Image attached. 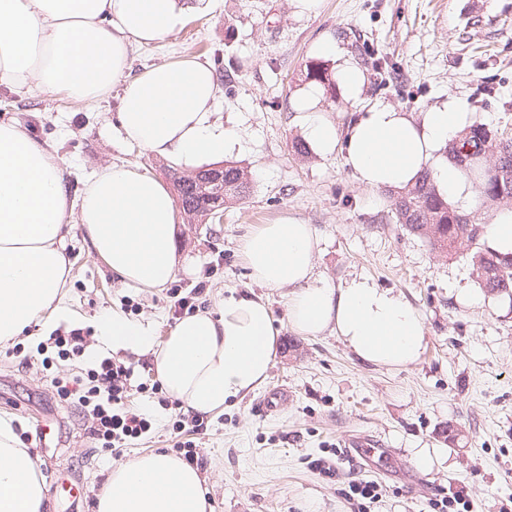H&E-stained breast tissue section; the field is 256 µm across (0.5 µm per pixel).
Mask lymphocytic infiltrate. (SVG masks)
I'll return each mask as SVG.
<instances>
[{
  "mask_svg": "<svg viewBox=\"0 0 512 512\" xmlns=\"http://www.w3.org/2000/svg\"><path fill=\"white\" fill-rule=\"evenodd\" d=\"M88 341L82 330L53 333L46 346L50 350L42 361L43 368L57 367L52 379L54 392L61 402L73 404L86 414L87 429L98 448L119 455L139 444L154 431L153 417L145 410L130 406L131 392L148 394L159 405L168 406L160 382L137 381L132 365L115 358H104L75 366ZM205 429L199 415L178 412L169 421V430L177 440V449L189 465H201L197 437Z\"/></svg>",
  "mask_w": 512,
  "mask_h": 512,
  "instance_id": "1",
  "label": "lymphocytic infiltrate"
}]
</instances>
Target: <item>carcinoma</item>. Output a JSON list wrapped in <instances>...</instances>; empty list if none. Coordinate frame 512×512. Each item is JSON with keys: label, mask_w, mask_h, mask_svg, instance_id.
Instances as JSON below:
<instances>
[{"label": "carcinoma", "mask_w": 512, "mask_h": 512, "mask_svg": "<svg viewBox=\"0 0 512 512\" xmlns=\"http://www.w3.org/2000/svg\"><path fill=\"white\" fill-rule=\"evenodd\" d=\"M305 79L328 91L335 89L323 63L307 64ZM446 156L478 184L483 201L512 203V136L478 122L448 144ZM168 175L186 224L220 220L227 205L249 195L252 184L251 173L233 163L191 172L172 168ZM390 213L395 223L424 239L437 256L468 261L483 291L512 299V254L486 245L484 225L473 212L449 205L436 191L430 172L391 196Z\"/></svg>", "instance_id": "1"}]
</instances>
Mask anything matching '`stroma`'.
Wrapping results in <instances>:
<instances>
[{"mask_svg": "<svg viewBox=\"0 0 512 512\" xmlns=\"http://www.w3.org/2000/svg\"><path fill=\"white\" fill-rule=\"evenodd\" d=\"M329 36L345 59L364 73L360 99L322 94L320 106L348 127L366 105L380 101L420 117L447 100L512 135V0H322L318 13L301 15L292 0H211L205 11L166 40L133 46L128 76L181 58L211 64L217 82V118L236 126L244 150L229 161L253 175L246 199L221 223L178 224L182 263L173 284L204 286L201 307L215 309L230 294L259 296L272 311L274 358L265 385L228 401L205 420L199 473L212 512H350L341 480L360 476L385 485L375 512H427L439 488L468 492L476 512H499L512 495V301L483 292L469 264L437 257L420 237L389 220L388 191L361 185L341 154L297 158L301 136L292 98L313 61V44ZM493 94H485V87ZM119 93L78 104L50 91L15 92L0 84V121L20 125L64 159L70 197L87 175L112 163L137 165L166 179L169 159L125 142ZM313 227L320 239L317 273L340 285L358 276L400 291L420 313L426 349L401 369L362 361L328 330L296 333L288 323V289L254 282L241 243L257 226L284 219ZM72 264L68 303L91 335L88 351L104 354L95 324L119 310L152 323L164 339L175 323L168 289L121 287L80 228L66 238ZM473 303L464 304L459 292ZM288 404L276 414L262 408L277 388ZM158 428L150 439L102 453L83 430L85 416L59 403L50 377L18 365L0 345V414L12 418L26 448H35L37 423L52 424L56 450L41 456L45 481L65 467L87 484L82 512H95L96 496L118 460L150 451L172 452L170 410L153 406ZM457 426L464 439L446 443L441 431ZM381 443L384 456L370 465L350 457L353 440ZM448 448L452 469L419 471L411 451ZM339 449L336 477L312 471L309 458Z\"/></svg>", "mask_w": 512, "mask_h": 512, "instance_id": "stroma-1", "label": "stroma"}]
</instances>
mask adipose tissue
<instances>
[{"instance_id": "adipose-tissue-1", "label": "adipose tissue", "mask_w": 512, "mask_h": 512, "mask_svg": "<svg viewBox=\"0 0 512 512\" xmlns=\"http://www.w3.org/2000/svg\"><path fill=\"white\" fill-rule=\"evenodd\" d=\"M190 18L181 0H0V80L14 91L31 87L94 103L121 90L118 120L125 140L187 166L241 148L237 130L213 118L217 84L209 64L195 58L162 63L129 78L132 45L160 42ZM313 54L336 60V80L359 99L361 71L336 42L321 40ZM321 90L308 85L293 100L297 122L312 150L342 153L366 188H402L431 169L437 191L468 207L475 183L442 156L445 145L477 122L454 101L413 118L375 102L342 131L319 106ZM78 212L96 254L128 288H161L175 275V203L164 184L132 164L93 172L78 202L66 188L64 160L14 123H0V344L31 326L51 329L71 319L65 303L71 264L64 240L67 216ZM318 238L311 225L264 224L243 240L252 280L289 288L288 322L304 336L335 328L362 360L402 368L425 348L424 324L405 296L357 277L340 287L315 273ZM113 350L153 352L158 379L184 411L223 412L228 399L265 383L273 328L263 298L229 295L217 312L179 318L164 341L151 324L113 311L98 324ZM40 463L24 447L10 417H0V512H45ZM196 468L175 455L149 452L109 473L95 512H209Z\"/></svg>"}]
</instances>
